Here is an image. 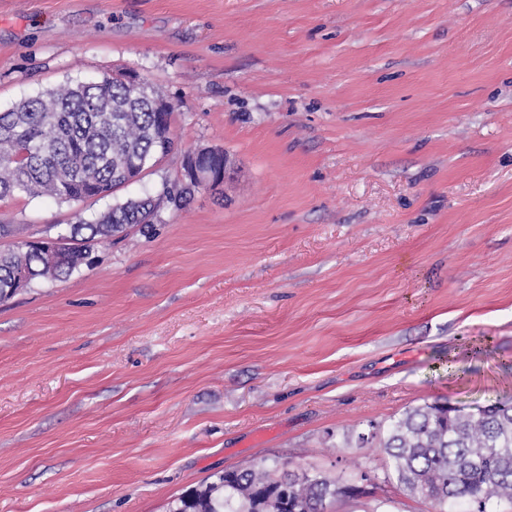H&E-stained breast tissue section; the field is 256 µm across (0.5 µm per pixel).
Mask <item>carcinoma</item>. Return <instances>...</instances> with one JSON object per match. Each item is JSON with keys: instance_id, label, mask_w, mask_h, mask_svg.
Masks as SVG:
<instances>
[{"instance_id": "1", "label": "carcinoma", "mask_w": 512, "mask_h": 512, "mask_svg": "<svg viewBox=\"0 0 512 512\" xmlns=\"http://www.w3.org/2000/svg\"><path fill=\"white\" fill-rule=\"evenodd\" d=\"M173 106L148 85L114 77L68 81L0 112V200L17 194L49 196L61 203L106 198L156 160L169 155ZM195 183L162 184L156 196L116 203L91 220L71 225L70 246L54 264L39 248L0 245V303L15 296L14 280H61L87 262V251L136 226L149 228L161 203L183 206ZM357 442L377 443L407 496L447 512L459 500L480 504L512 500V405L483 414H447L438 403L406 410L385 425H370ZM301 478L288 488L296 512H328L351 488L301 464L273 461L226 471L179 496L170 512H260L276 497L284 470Z\"/></svg>"}]
</instances>
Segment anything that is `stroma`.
Wrapping results in <instances>:
<instances>
[{
	"instance_id": "obj_1",
	"label": "stroma",
	"mask_w": 512,
	"mask_h": 512,
	"mask_svg": "<svg viewBox=\"0 0 512 512\" xmlns=\"http://www.w3.org/2000/svg\"><path fill=\"white\" fill-rule=\"evenodd\" d=\"M137 75L173 152L113 196L0 201L21 243L234 170L0 305V512H168L211 475L312 466L431 512L357 433L512 402V0H0V110Z\"/></svg>"
}]
</instances>
